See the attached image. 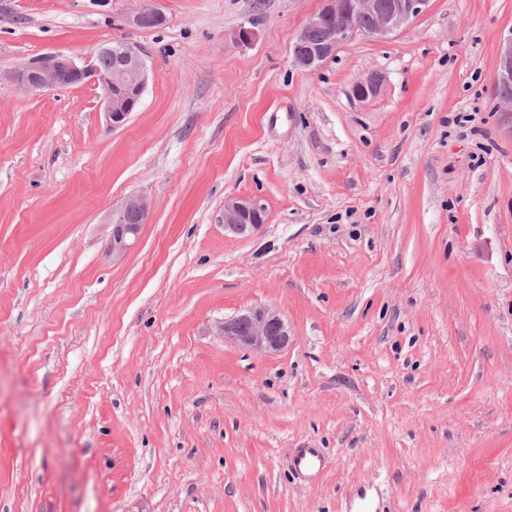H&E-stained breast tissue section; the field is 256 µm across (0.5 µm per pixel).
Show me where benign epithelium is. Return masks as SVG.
<instances>
[{"mask_svg":"<svg viewBox=\"0 0 512 512\" xmlns=\"http://www.w3.org/2000/svg\"><path fill=\"white\" fill-rule=\"evenodd\" d=\"M429 0H322L321 8L308 17L292 45L295 66L314 70L335 55L345 43L358 36L385 39L402 30L426 9ZM163 15L144 0L141 8L129 18L137 27L145 19ZM322 28L321 41L311 39V32ZM104 55L112 57L110 68L101 66ZM9 79L17 87L32 93L62 90L87 82L100 86L104 93L105 111L110 126L123 125L138 105L147 81V66L142 51L119 42L98 50L79 63L60 52H46L16 68ZM495 83L512 84V37L500 45ZM383 80L377 74L357 82L352 88L359 100L376 97ZM150 210L148 198L139 193L129 195L107 219L112 226L108 253L114 260L122 259L138 240ZM265 222L264 207L254 199L236 198L224 202V229L241 235L249 228L258 230ZM216 335L241 347L274 354L295 341L292 327L284 315L271 306H258L224 320Z\"/></svg>","mask_w":512,"mask_h":512,"instance_id":"7a95c632","label":"benign epithelium"}]
</instances>
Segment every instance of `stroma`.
Listing matches in <instances>:
<instances>
[{
  "mask_svg": "<svg viewBox=\"0 0 512 512\" xmlns=\"http://www.w3.org/2000/svg\"><path fill=\"white\" fill-rule=\"evenodd\" d=\"M154 5L142 29L140 0H0V512H512V0H429L312 72L290 52L320 0ZM116 41L149 66L119 128L95 84L9 79ZM231 197L259 231L225 232ZM258 305L288 350L215 336ZM496 85L512 84V36L500 45ZM149 210L148 198L133 193L109 215L105 224L112 226L108 244L112 261L122 259L131 250L147 221ZM265 222L264 207L254 199L236 198L224 201V229L243 235L258 230ZM249 227V228H247ZM327 458L320 448L310 446L293 448L289 455L288 469L298 479L313 483L326 471Z\"/></svg>",
  "mask_w": 512,
  "mask_h": 512,
  "instance_id": "35a3bbf8",
  "label": "stroma"
}]
</instances>
